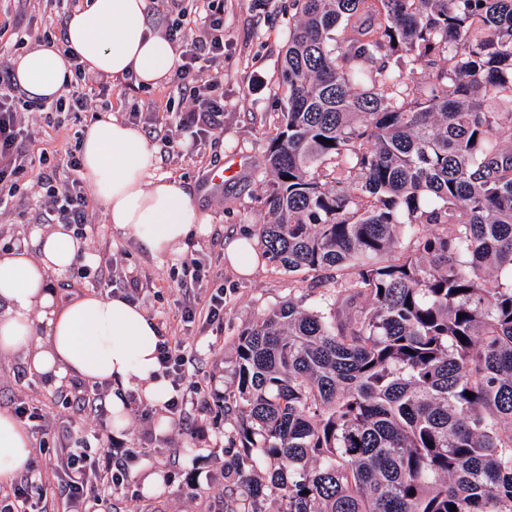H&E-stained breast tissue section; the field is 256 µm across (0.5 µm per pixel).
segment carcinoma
Wrapping results in <instances>:
<instances>
[{
	"instance_id": "obj_1",
	"label": "carcinoma",
	"mask_w": 512,
	"mask_h": 512,
	"mask_svg": "<svg viewBox=\"0 0 512 512\" xmlns=\"http://www.w3.org/2000/svg\"><path fill=\"white\" fill-rule=\"evenodd\" d=\"M292 6L258 235L336 300L237 337L224 512H512V0Z\"/></svg>"
}]
</instances>
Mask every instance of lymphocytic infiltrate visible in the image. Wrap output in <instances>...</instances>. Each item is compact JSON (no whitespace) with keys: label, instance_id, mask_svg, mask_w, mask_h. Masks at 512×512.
<instances>
[{"label":"lymphocytic infiltrate","instance_id":"1","mask_svg":"<svg viewBox=\"0 0 512 512\" xmlns=\"http://www.w3.org/2000/svg\"><path fill=\"white\" fill-rule=\"evenodd\" d=\"M201 2L197 31L187 32L176 23L169 32L170 40L179 49L172 83L180 92L191 95L190 104L177 114L175 128L197 136L218 128L224 110L223 103L211 96L218 80L208 77L204 68L205 63L217 62L224 55V0ZM74 69L76 82L72 91L68 97L58 98L54 107L85 112L91 108L96 90L107 88L109 80L100 73H87L79 62ZM31 109L15 82L9 59L0 54V214L24 206L18 181L21 174L33 169L37 172L36 186L46 197L48 221L85 227L92 221L93 210L90 194L79 176L80 159L75 153H68L66 166L72 176L61 185L57 184L54 171L37 168L36 158L29 151L33 133L25 119ZM158 360L174 391L166 409L171 415L182 417L199 393L185 345L163 338ZM56 438L66 448L63 475L50 483L30 471L22 474L9 490L0 493V512H44L46 492L53 486L59 490L62 512H86L89 500L127 482L129 465L138 457L136 449L116 450L108 442L102 451H94L75 439L69 425L59 428Z\"/></svg>","mask_w":512,"mask_h":512}]
</instances>
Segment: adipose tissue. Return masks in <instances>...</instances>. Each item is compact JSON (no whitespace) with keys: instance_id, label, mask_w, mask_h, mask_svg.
I'll return each mask as SVG.
<instances>
[{"instance_id":"ef3b65f1","label":"adipose tissue","mask_w":512,"mask_h":512,"mask_svg":"<svg viewBox=\"0 0 512 512\" xmlns=\"http://www.w3.org/2000/svg\"><path fill=\"white\" fill-rule=\"evenodd\" d=\"M147 0H89L67 21V39L86 68L137 84L164 85L179 59L173 43L147 16ZM14 73L27 97L51 101L72 77L68 59L39 46L16 56ZM82 176L110 224L153 256L183 254L190 237L206 234L212 216L184 180L160 173L141 131L106 115L81 144ZM86 251L69 225L34 228L0 253V356H21L28 373L60 384L77 378L112 387V413L127 417V390L150 404L169 398L158 363L157 322L120 296L85 291L61 298L51 278H65ZM33 439L12 414L0 412V486L26 472Z\"/></svg>"}]
</instances>
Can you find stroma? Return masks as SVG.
Instances as JSON below:
<instances>
[{"label":"stroma","instance_id":"stroma-1","mask_svg":"<svg viewBox=\"0 0 512 512\" xmlns=\"http://www.w3.org/2000/svg\"><path fill=\"white\" fill-rule=\"evenodd\" d=\"M290 0H224V57L218 64L220 83L214 98L223 100L221 127L208 139L179 137L170 147L167 131L151 113H175L187 101L171 85L141 88L133 80H113L111 88L95 97L88 112H32L28 120L36 131L33 151H45L58 183L70 172L64 151L78 148L96 115L109 113L128 120L141 113L137 126L155 147L160 172L185 180L195 191L200 206L212 216L207 235L192 238L182 258H154L135 239L117 232L104 209L87 231V244L97 260L113 259L119 267L133 270L142 291L138 305L156 320L163 335L183 339L193 349L192 371L202 386L223 392L233 400L237 380L233 373L236 341L240 333L268 309L288 300L329 311L336 299L335 283H324L303 271L288 272L259 258L250 276L239 275L224 259L228 240L257 238L267 220L265 207V155L267 135L280 119L284 103L278 89L280 66L288 43ZM8 21L24 39V50L38 46L44 35H57L68 9L65 0H11ZM243 170L225 178L223 185L207 189L202 180L210 169L229 160ZM19 186L27 193L23 209L0 217V252L10 250L44 218L42 200L29 177ZM202 263L203 285L195 296H204L205 286L224 288V319L207 324L184 325L181 320L186 296L178 283L183 277L182 259ZM24 400L41 406L48 420L66 417L57 402L56 389L29 377L16 360L0 359V405ZM236 413L224 410L215 398L188 406L182 422L172 420L166 409L142 404L129 411L124 426L104 418L105 434L120 448L138 449L124 487L104 495L105 512H224L219 477L233 460L237 448ZM155 471L161 482L146 488L144 468Z\"/></svg>","mask_w":512,"mask_h":512}]
</instances>
